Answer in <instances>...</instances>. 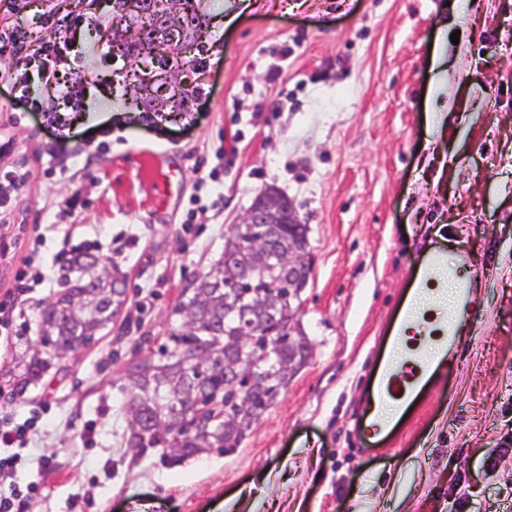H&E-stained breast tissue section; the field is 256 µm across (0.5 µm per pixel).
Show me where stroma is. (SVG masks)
<instances>
[{
	"label": "stroma",
	"mask_w": 512,
	"mask_h": 512,
	"mask_svg": "<svg viewBox=\"0 0 512 512\" xmlns=\"http://www.w3.org/2000/svg\"><path fill=\"white\" fill-rule=\"evenodd\" d=\"M198 111L148 116L109 92L132 71L98 56L101 95L56 146L40 97L0 111V168L27 183L9 223L43 280L26 342L0 353V415L34 420L18 481L55 468L30 512H512V0H204ZM458 41H451L452 32ZM174 166L175 206L158 166ZM309 226L298 315L306 365L232 453L177 465L126 445L125 368L179 325L193 278L268 186ZM479 309L395 427L363 437V404L440 225ZM80 246L126 281L90 346L40 343ZM47 361L37 378L32 361Z\"/></svg>",
	"instance_id": "1"
}]
</instances>
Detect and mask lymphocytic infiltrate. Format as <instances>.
Segmentation results:
<instances>
[{
	"label": "lymphocytic infiltrate",
	"instance_id": "1",
	"mask_svg": "<svg viewBox=\"0 0 512 512\" xmlns=\"http://www.w3.org/2000/svg\"><path fill=\"white\" fill-rule=\"evenodd\" d=\"M40 22L53 32L50 41H42L29 28L18 25L0 29V49L8 51L24 67L23 72L8 77L7 82L22 96H30L33 89L45 92L55 110L84 111L76 99L77 87H94L93 60L99 54L98 45L87 46L81 62L71 59L73 38L81 31L100 25L96 12L82 14L61 13L58 0H41ZM13 245L0 233V268H13L11 288L0 294V342L17 346L25 339L28 329L21 321V305L32 288L28 267H14ZM32 430L28 417H0V512H29L30 497L35 484L20 487L16 473L23 458Z\"/></svg>",
	"mask_w": 512,
	"mask_h": 512
}]
</instances>
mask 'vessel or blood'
<instances>
[{"instance_id": "obj_1", "label": "vessel or blood", "mask_w": 512, "mask_h": 512, "mask_svg": "<svg viewBox=\"0 0 512 512\" xmlns=\"http://www.w3.org/2000/svg\"><path fill=\"white\" fill-rule=\"evenodd\" d=\"M460 278L461 266L457 259L446 252L432 251L426 262L424 274L418 282V291L436 293L441 275ZM467 286H460L458 299L451 311L440 309L418 310L406 307L395 325L390 346L393 354L380 365L369 397V411L373 430H392L393 422L387 413L391 402L412 403L420 391L430 363L421 354V347L432 349L433 356L447 355L463 323L475 320L477 313L468 300ZM415 325L416 335L404 336L405 324Z\"/></svg>"}]
</instances>
